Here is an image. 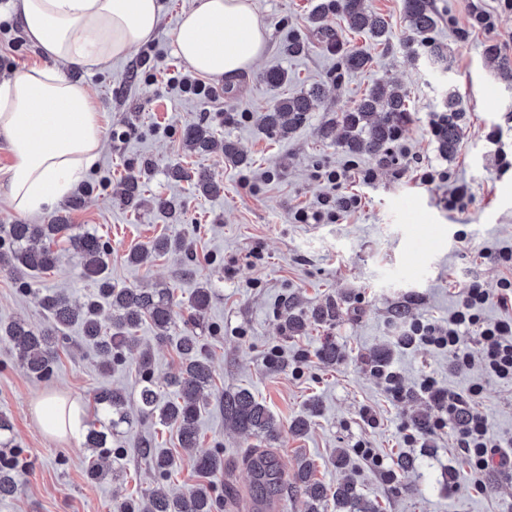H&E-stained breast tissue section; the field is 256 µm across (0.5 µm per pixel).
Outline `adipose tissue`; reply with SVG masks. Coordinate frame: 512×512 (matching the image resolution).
Instances as JSON below:
<instances>
[{"label":"adipose tissue","mask_w":512,"mask_h":512,"mask_svg":"<svg viewBox=\"0 0 512 512\" xmlns=\"http://www.w3.org/2000/svg\"><path fill=\"white\" fill-rule=\"evenodd\" d=\"M26 38L45 64L0 83V136L13 161L0 185L9 206L38 215L67 196L102 150L101 114L67 66L104 70L158 32L160 0H15ZM178 55L197 74L232 79L266 47L252 0H193L173 33ZM43 432L66 440L83 428L84 401L50 395L33 406Z\"/></svg>","instance_id":"ef3b65f1"}]
</instances>
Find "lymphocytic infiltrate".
<instances>
[{"label": "lymphocytic infiltrate", "mask_w": 512, "mask_h": 512, "mask_svg": "<svg viewBox=\"0 0 512 512\" xmlns=\"http://www.w3.org/2000/svg\"><path fill=\"white\" fill-rule=\"evenodd\" d=\"M350 175L349 169L319 171V179L331 185V193L321 196L309 207L297 209L293 220L298 224H334L361 205L359 196H340L336 189ZM505 274L495 291H488L478 281H471L462 299L448 317L447 322H414L407 341L411 347H428L447 351L455 369L469 368L480 361L488 378L512 385V248L504 247L490 254ZM496 302L507 309L508 317L489 320L482 308ZM480 339L478 354H471L465 344L470 332ZM483 388L472 384L465 392L441 387L433 376H425L419 385V394L431 406L434 415L428 421V432L444 429L454 432L455 446L463 453L465 462L474 476L472 488L482 494L487 490L484 475L493 469L512 471V452L502 451L490 433V425L479 408Z\"/></svg>", "instance_id": "1"}]
</instances>
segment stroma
<instances>
[{"label":"stroma","instance_id":"obj_1","mask_svg":"<svg viewBox=\"0 0 512 512\" xmlns=\"http://www.w3.org/2000/svg\"><path fill=\"white\" fill-rule=\"evenodd\" d=\"M160 2V28L149 56L137 51L102 71L69 69L102 114L103 148L74 191L81 205L72 209L63 200L55 213L108 241L109 274L116 286L168 287L175 301L184 302L199 282H209L214 294L200 334L215 368L213 388L248 389L270 408L280 422L270 445L284 471L294 472L299 458H306L314 465L315 480L332 489L351 484L379 512H512V473H491L487 492L475 493L451 432L421 434L412 449L400 434L401 423L431 415L417 384L432 373L454 388L483 384L480 409L491 432L510 440L512 386L486 378L480 363L458 373L447 352L405 350L396 341L398 312L410 322L447 321L471 281L492 291L502 275L485 253L512 246V169L502 170L499 162L500 153L512 156V82L500 75L501 61H512V11L501 0H431L436 19L431 37L447 57L442 68L406 52L403 0H369L389 23L386 46H370L367 36L351 31L341 15H326L324 24L336 29L347 46L371 49L370 65L349 72L339 55L317 46L310 21L317 0H252L267 33L263 56L236 79H212L213 98L201 99L167 84L170 74L185 67L171 33L193 0ZM476 4L496 15L495 31L472 29ZM295 36L306 48L292 56L286 46ZM0 54L9 62L0 70V82L10 78L11 68L41 60L10 10L0 12ZM273 68L287 71V84L273 88L265 83L264 72ZM379 81L401 84L411 98L410 120L392 144L388 162L366 153L350 156L340 142L320 135L332 113L354 107ZM316 85L323 94L305 125L285 139L262 130L263 113L278 99ZM450 90L467 122L457 153L446 158L437 150L433 122ZM202 121L219 140L237 143L247 166H233L220 151L191 152L182 132ZM352 162L376 173L371 184L352 176L342 186L361 196V208L334 224L294 223L295 209L330 191L317 179V170ZM426 165L448 170L452 181L467 184L470 201L458 209L445 206L447 184L424 185L415 178L416 168ZM174 166L190 173L207 170L220 193L209 197L193 182L171 179L167 171ZM245 175L258 178L256 191L242 187ZM131 178L139 181L144 196L135 210L119 201L123 183ZM158 195L182 204L178 221L155 208L152 199ZM164 233L184 237L196 259L193 273H185L184 260L173 256L144 265L128 262L131 249ZM22 278L19 272L0 271L2 324L23 320L44 327L49 320L38 305L39 294L62 289L80 302L95 290L70 252L34 277L30 291L20 289ZM330 301L336 304L334 320L309 324L300 335L284 331V305L309 312ZM329 344L340 353L333 362L320 357ZM274 348L281 357L271 364L267 356ZM381 350L389 352L392 369L401 375L403 400H392L372 372L371 358ZM300 352L308 360L295 375L288 362ZM137 361L132 352L123 365L103 371L78 328L71 327L59 342L51 378L40 380L19 365L8 338L0 337V415L10 420L12 444L24 460L18 491L0 499V512H111L123 499L155 488L141 457L148 442L177 461L166 489L180 492L198 483L175 430L158 421L140 420L113 438L119 457L112 465L122 474L97 481L87 476L92 452L82 438L60 441L37 427L32 403L45 393L82 399L91 424L98 418L94 397L103 389L122 388L130 397L129 410H136ZM366 407L377 411L379 427L363 424ZM301 415L310 425L304 433H293L291 424ZM361 442L383 458L384 471L356 454ZM259 443L231 427L217 400L202 410L198 449L224 457V476L217 484L223 512H238L240 496L248 494L251 475L244 456ZM342 449L348 460L340 467L336 456ZM408 453L418 458V467L396 470L397 457Z\"/></svg>","mask_w":512,"mask_h":512}]
</instances>
